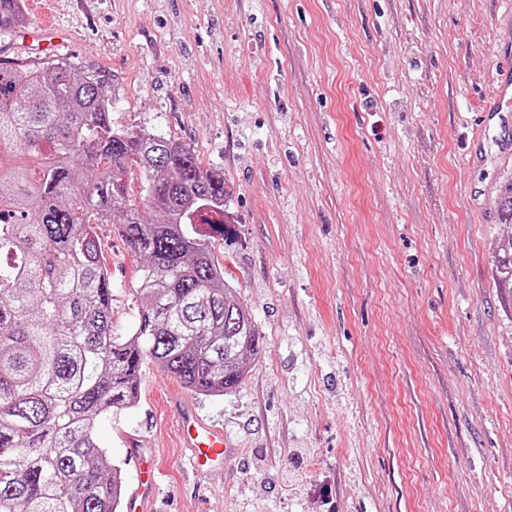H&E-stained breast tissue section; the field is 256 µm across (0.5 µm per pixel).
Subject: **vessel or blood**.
I'll return each instance as SVG.
<instances>
[{"instance_id":"obj_1","label":"vessel or blood","mask_w":512,"mask_h":512,"mask_svg":"<svg viewBox=\"0 0 512 512\" xmlns=\"http://www.w3.org/2000/svg\"><path fill=\"white\" fill-rule=\"evenodd\" d=\"M179 442L189 455L193 472L199 477L222 475L234 447L223 429L208 424L185 400L175 402ZM128 455L138 468L135 485L126 499V512H154L157 475L154 459L149 451L129 446Z\"/></svg>"}]
</instances>
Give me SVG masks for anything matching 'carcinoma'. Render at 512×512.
Instances as JSON below:
<instances>
[{"mask_svg": "<svg viewBox=\"0 0 512 512\" xmlns=\"http://www.w3.org/2000/svg\"><path fill=\"white\" fill-rule=\"evenodd\" d=\"M26 23L22 0H0L1 33ZM115 92L92 61L0 60V512H117L125 477L96 422L136 402L143 365L224 396L263 349L200 228L224 227V171L177 139L112 125ZM498 212L512 229V176ZM100 224L142 260L125 336ZM494 267L512 294L511 233Z\"/></svg>", "mask_w": 512, "mask_h": 512, "instance_id": "cac0c4a2", "label": "carcinoma"}]
</instances>
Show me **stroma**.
Listing matches in <instances>:
<instances>
[{"mask_svg":"<svg viewBox=\"0 0 512 512\" xmlns=\"http://www.w3.org/2000/svg\"><path fill=\"white\" fill-rule=\"evenodd\" d=\"M57 54L116 82L112 123L223 169L215 254L264 341L236 392L191 395L236 448L187 474L177 380L98 421L162 470L155 512H512V295L493 256L498 139L473 133L512 0H26ZM112 320L140 260L100 225Z\"/></svg>","mask_w":512,"mask_h":512,"instance_id":"stroma-1","label":"stroma"}]
</instances>
